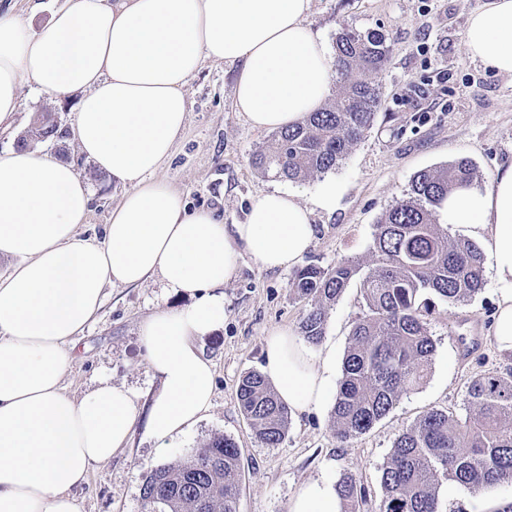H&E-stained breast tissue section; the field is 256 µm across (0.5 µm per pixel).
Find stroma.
I'll use <instances>...</instances> for the list:
<instances>
[{"instance_id":"35a3bbf8","label":"stroma","mask_w":512,"mask_h":512,"mask_svg":"<svg viewBox=\"0 0 512 512\" xmlns=\"http://www.w3.org/2000/svg\"><path fill=\"white\" fill-rule=\"evenodd\" d=\"M485 2L312 0L307 24L327 46H334L346 26L382 33L390 47L374 124L342 164L295 185L254 168L250 158L269 134L251 128L235 111L234 69L207 63L188 82L186 124L159 178L182 192L190 208L214 211L228 224L244 222L253 200L264 193L295 187L308 203L335 185V204L314 210L315 241L303 262L327 268L344 257L368 261L378 222L404 196L415 173L464 158L476 170L474 187L482 188L499 166L512 163V77L471 59L465 45L469 17ZM20 100L14 124L0 129V154L15 148L38 113L55 114L65 133L62 144L40 143L36 149L75 167L93 196L84 232L103 236L125 188L80 153L74 138L77 95L58 98L26 85ZM292 275L289 269H263L249 254L241 255L235 278L224 287V324L199 344L215 365L211 410L164 454L143 424H136L126 448L92 469L78 489L83 512H141L143 475L193 456L216 435L233 439L241 452L238 512H288L303 483L336 481L345 473L355 474L368 490L360 512H378L382 466L398 435L432 409L465 418L470 379L512 370V357L500 353L488 335L495 310L491 285L464 303L436 298L428 316L436 342L429 374L385 418L342 444L334 435L329 400L318 410L291 414L284 439L267 447L242 414L237 390L246 372L262 370L264 341L272 330L299 329L304 306L290 291ZM360 284L353 278L330 307L318 345L330 354L337 374L363 309ZM105 293L64 383L78 393L108 373L149 403L159 383L140 344L139 325L157 310L190 304L195 295L164 288L156 279L138 287L110 286Z\"/></svg>"}]
</instances>
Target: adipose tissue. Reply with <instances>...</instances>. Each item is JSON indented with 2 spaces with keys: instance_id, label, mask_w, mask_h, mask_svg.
Wrapping results in <instances>:
<instances>
[{
  "instance_id": "1",
  "label": "adipose tissue",
  "mask_w": 512,
  "mask_h": 512,
  "mask_svg": "<svg viewBox=\"0 0 512 512\" xmlns=\"http://www.w3.org/2000/svg\"><path fill=\"white\" fill-rule=\"evenodd\" d=\"M311 0H65L38 33L0 11V128L13 125L20 89L79 94L80 152L126 191L103 237L84 235L92 195L68 163L33 150L0 156V512H81L75 491L90 470L125 448L137 420L158 450L213 404L215 369L197 342L224 323L223 287L241 252L264 269H289L315 238L299 191L252 202L227 224L189 209L157 178L185 126L184 87L203 62L235 70L234 107L256 130L301 123L331 93L324 43L306 24ZM473 60L512 77V0H488L465 34ZM441 223L480 241L492 259L496 310L490 336L512 355V164L487 188L452 192ZM159 278L195 293L179 309L145 319L139 336L160 389L138 392L102 376L75 394L63 380L106 285ZM263 373L298 413L319 409L333 388L329 357L290 330L269 333ZM329 479L305 482L288 512H341Z\"/></svg>"
}]
</instances>
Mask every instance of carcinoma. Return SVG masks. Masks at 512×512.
Returning <instances> with one entry per match:
<instances>
[{
  "label": "carcinoma",
  "mask_w": 512,
  "mask_h": 512,
  "mask_svg": "<svg viewBox=\"0 0 512 512\" xmlns=\"http://www.w3.org/2000/svg\"><path fill=\"white\" fill-rule=\"evenodd\" d=\"M336 100L292 128L271 134L252 156V165L292 182L336 169L374 122L379 79L389 61L384 35L347 27L336 34ZM64 138L45 112L17 146ZM466 159L417 172L406 197L377 225L369 270L362 280L363 310L350 334L333 407L336 439L345 443L372 429L427 375L436 344L426 316L432 293L466 302L483 287V253L472 240L448 237L437 208L451 191L472 184ZM361 263L344 258L331 268L306 265L289 288L304 303L301 334L312 345L325 333L328 309L336 303ZM474 407L459 419L433 409L406 427L382 467L378 512H440L441 479L479 491L512 485V372L480 374L468 385ZM240 409L255 436L275 447L288 429L290 412L258 372L239 384ZM240 450L224 436L212 437L193 457L155 468L140 489L146 512H237ZM346 512L367 501L361 480L345 473L336 484Z\"/></svg>",
  "instance_id": "carcinoma-1"
}]
</instances>
